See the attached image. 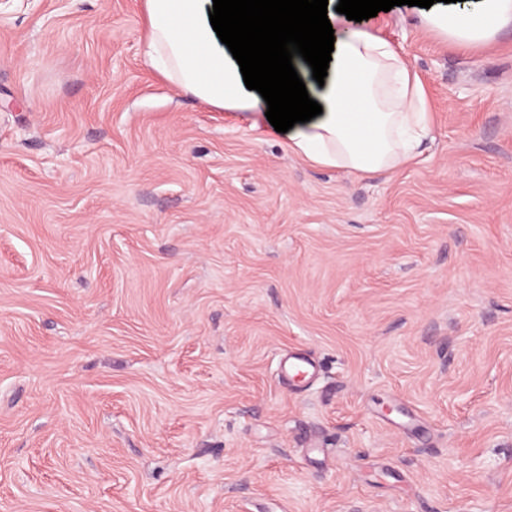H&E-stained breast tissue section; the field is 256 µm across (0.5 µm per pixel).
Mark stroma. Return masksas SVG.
<instances>
[{"label":"stroma","instance_id":"35a3bbf8","mask_svg":"<svg viewBox=\"0 0 512 512\" xmlns=\"http://www.w3.org/2000/svg\"><path fill=\"white\" fill-rule=\"evenodd\" d=\"M373 28L432 133L358 179L0 0V512H512V27Z\"/></svg>","mask_w":512,"mask_h":512}]
</instances>
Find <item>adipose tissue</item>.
I'll return each mask as SVG.
<instances>
[{
    "mask_svg": "<svg viewBox=\"0 0 512 512\" xmlns=\"http://www.w3.org/2000/svg\"><path fill=\"white\" fill-rule=\"evenodd\" d=\"M212 10L213 0H144L147 62L207 106L264 115L266 102L247 89L210 24ZM327 16L335 42L324 81L313 79L301 56L292 59L323 112L285 133L289 153L359 178L415 163L430 132L419 76L384 38L336 11ZM421 18L448 40L476 46L512 24V0H449L422 11Z\"/></svg>",
    "mask_w": 512,
    "mask_h": 512,
    "instance_id": "1",
    "label": "adipose tissue"
}]
</instances>
